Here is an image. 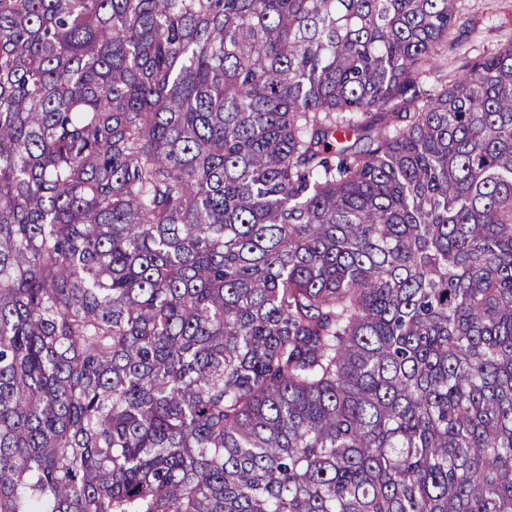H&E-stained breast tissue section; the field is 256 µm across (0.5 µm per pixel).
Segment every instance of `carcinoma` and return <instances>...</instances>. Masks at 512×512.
Instances as JSON below:
<instances>
[{"mask_svg": "<svg viewBox=\"0 0 512 512\" xmlns=\"http://www.w3.org/2000/svg\"><path fill=\"white\" fill-rule=\"evenodd\" d=\"M456 0H0V512H512V41ZM457 6L461 20L468 26L470 57L512 39V0H459Z\"/></svg>", "mask_w": 512, "mask_h": 512, "instance_id": "1", "label": "carcinoma"}]
</instances>
